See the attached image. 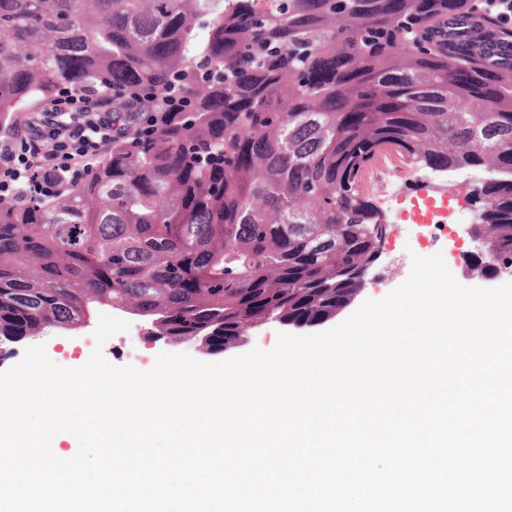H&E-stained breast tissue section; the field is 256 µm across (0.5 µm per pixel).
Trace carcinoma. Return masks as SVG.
Returning a JSON list of instances; mask_svg holds the SVG:
<instances>
[{
  "label": "carcinoma",
  "instance_id": "cac0c4a2",
  "mask_svg": "<svg viewBox=\"0 0 512 512\" xmlns=\"http://www.w3.org/2000/svg\"><path fill=\"white\" fill-rule=\"evenodd\" d=\"M152 94L67 191L0 192V345L101 306L222 352L364 287L385 147L484 177L470 269L512 275V28L492 0H0V134L59 91ZM125 99L127 101L128 109L132 111L127 113L128 123L137 124V130L146 131L150 129L149 119L148 117H144L146 114L145 108L147 103L138 94L132 92H127L125 94Z\"/></svg>",
  "mask_w": 512,
  "mask_h": 512
}]
</instances>
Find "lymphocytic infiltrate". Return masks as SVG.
<instances>
[{"label":"lymphocytic infiltrate","mask_w":512,"mask_h":512,"mask_svg":"<svg viewBox=\"0 0 512 512\" xmlns=\"http://www.w3.org/2000/svg\"><path fill=\"white\" fill-rule=\"evenodd\" d=\"M112 100L93 92L60 91L35 124L0 138V187L55 192L97 160L124 128L112 121Z\"/></svg>","instance_id":"lymphocytic-infiltrate-1"}]
</instances>
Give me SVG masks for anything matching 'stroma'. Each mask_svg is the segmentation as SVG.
I'll list each match as a JSON object with an SVG mask.
<instances>
[{
  "instance_id": "35a3bbf8",
  "label": "stroma",
  "mask_w": 512,
  "mask_h": 512,
  "mask_svg": "<svg viewBox=\"0 0 512 512\" xmlns=\"http://www.w3.org/2000/svg\"><path fill=\"white\" fill-rule=\"evenodd\" d=\"M416 166L402 158L394 151L387 150L381 153L374 164L365 172L362 178L364 194L385 213L390 223V234L384 252L376 267L371 270L364 287L355 299L336 315V322H343L351 313H354L361 304L368 299L378 300L390 291L401 285L409 276L412 266V255L428 257L435 253H442L444 260L456 278L467 287L492 288L511 281L508 276L485 277L469 272L467 258L477 249L470 239L467 230L474 222L473 212L468 204V193L471 189L470 180L463 175L447 177L439 174V181L448 184V224L445 231H427L425 236H418L417 227L406 219L404 212L410 209L413 201L418 199L421 190L416 185ZM395 182L401 186V199L399 202L387 203L384 190L387 183ZM130 328L110 338L104 346L103 355L112 365L123 367L129 365L130 351H137L139 358L136 363L139 370H150L157 356L166 351L163 342H147L140 331V320L130 317ZM325 324L314 327H295L270 324L263 329L247 336L239 345L213 355L200 351H192V358L213 363L224 361L232 357L245 354L252 349L259 348L265 351L275 347L279 332L308 334V332L325 331ZM37 344L43 345L49 359L56 365L66 368H78L90 359L95 347H98L94 338L93 327L83 328L78 332L50 333L37 337Z\"/></svg>"
}]
</instances>
